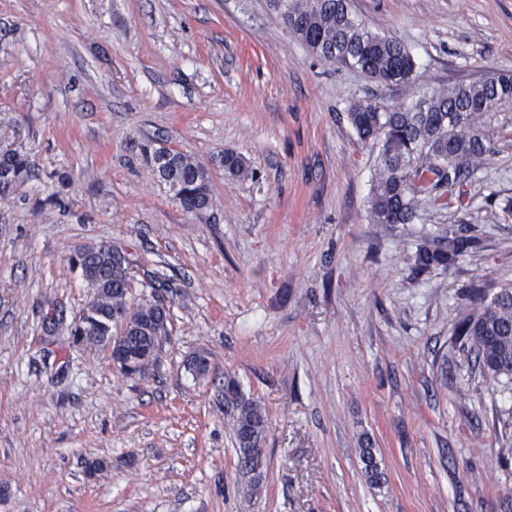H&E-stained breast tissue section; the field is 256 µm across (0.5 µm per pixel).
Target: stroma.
I'll use <instances>...</instances> for the list:
<instances>
[{
	"instance_id": "35a3bbf8",
	"label": "stroma",
	"mask_w": 512,
	"mask_h": 512,
	"mask_svg": "<svg viewBox=\"0 0 512 512\" xmlns=\"http://www.w3.org/2000/svg\"><path fill=\"white\" fill-rule=\"evenodd\" d=\"M352 10L411 51L413 84L321 61L265 0H0V150L34 170L0 196V512H512V386L456 336L473 283H512V107L472 208L413 224L370 222L377 152L347 119L512 71V0ZM159 142L209 168L204 216L155 174ZM228 151L251 178L225 176ZM461 223L480 249L415 275L421 240ZM96 244L164 287L136 376L68 335L90 296L69 259ZM228 375L268 415L254 493Z\"/></svg>"
}]
</instances>
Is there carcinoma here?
<instances>
[{
    "label": "carcinoma",
    "instance_id": "carcinoma-1",
    "mask_svg": "<svg viewBox=\"0 0 512 512\" xmlns=\"http://www.w3.org/2000/svg\"><path fill=\"white\" fill-rule=\"evenodd\" d=\"M268 9L319 59L360 70L383 83L407 85L416 72L410 51L397 39L380 35L360 21L350 0H267ZM512 105V74L496 73L474 83L441 87L409 106L380 111L359 102L349 108L348 119L359 139L377 149L378 172L370 199L373 224H412L421 203L437 210L470 209L471 184L480 170L490 142L483 132L493 116ZM154 171L171 190L181 195L191 212L209 209V168L177 152L168 160L152 156ZM224 174L232 180L246 179L253 172L234 153H224ZM32 177L27 157L17 150L0 151V196ZM479 247V239L448 227L443 236L425 240L416 247V274L445 271ZM96 260L79 263L87 287L112 290V302L91 300L82 309L74 336L85 337L93 347L113 334L107 320L115 310L129 318L128 353L149 366L156 358L167 325L156 326L158 292L133 295L131 260L110 245H93ZM479 303L465 315L457 335L475 354L483 372L493 379L512 380V285L495 289L473 287ZM224 400L234 410L233 433L242 476L249 492L259 489L265 478V462L253 455L266 440L268 417L258 402L244 397L235 379L224 381ZM361 460L370 482L381 480L374 449H361Z\"/></svg>",
    "mask_w": 512,
    "mask_h": 512
}]
</instances>
